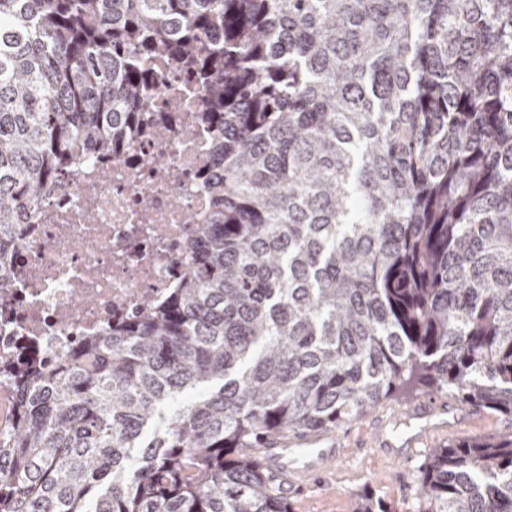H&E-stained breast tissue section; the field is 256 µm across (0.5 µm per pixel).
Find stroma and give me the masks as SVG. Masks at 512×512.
Listing matches in <instances>:
<instances>
[{
    "mask_svg": "<svg viewBox=\"0 0 512 512\" xmlns=\"http://www.w3.org/2000/svg\"><path fill=\"white\" fill-rule=\"evenodd\" d=\"M427 403L436 414L416 418L414 408ZM511 425L496 413L459 404L434 389L380 401L321 439V449H334L332 461L321 462L304 441L285 440L290 510L353 512L356 496L368 489L389 512H417V476L431 449L453 439L494 435Z\"/></svg>",
    "mask_w": 512,
    "mask_h": 512,
    "instance_id": "1",
    "label": "stroma"
}]
</instances>
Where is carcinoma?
<instances>
[{"mask_svg":"<svg viewBox=\"0 0 512 512\" xmlns=\"http://www.w3.org/2000/svg\"><path fill=\"white\" fill-rule=\"evenodd\" d=\"M152 56L201 79L210 211L167 297L22 384L0 512H290L251 449L419 385L512 419V0H0V272ZM417 492L512 512V431Z\"/></svg>","mask_w":512,"mask_h":512,"instance_id":"carcinoma-1","label":"carcinoma"}]
</instances>
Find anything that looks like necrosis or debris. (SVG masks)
Instances as JSON below:
<instances>
[{
	"mask_svg": "<svg viewBox=\"0 0 512 512\" xmlns=\"http://www.w3.org/2000/svg\"><path fill=\"white\" fill-rule=\"evenodd\" d=\"M148 65L160 82L145 103L147 125L127 147L59 177L18 228L0 277L1 437L15 424L23 349L54 367L142 299L163 296L188 265V219L210 206L202 172L215 133L200 119L205 100L192 74L171 60Z\"/></svg>",
	"mask_w": 512,
	"mask_h": 512,
	"instance_id": "necrosis-or-debris-1",
	"label": "necrosis or debris"
}]
</instances>
